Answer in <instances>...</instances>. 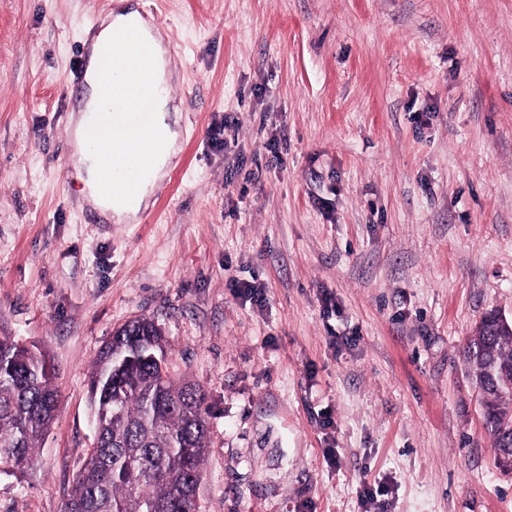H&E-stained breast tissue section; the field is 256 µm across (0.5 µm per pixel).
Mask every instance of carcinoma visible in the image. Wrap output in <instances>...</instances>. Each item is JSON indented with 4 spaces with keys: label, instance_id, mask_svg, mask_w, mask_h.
I'll list each match as a JSON object with an SVG mask.
<instances>
[{
    "label": "carcinoma",
    "instance_id": "1",
    "mask_svg": "<svg viewBox=\"0 0 512 512\" xmlns=\"http://www.w3.org/2000/svg\"><path fill=\"white\" fill-rule=\"evenodd\" d=\"M141 342L152 345L159 362L112 376V349ZM165 354L164 336L147 318L100 351L89 375L93 448L62 512H199L193 495L207 451L206 396L169 376ZM465 358L483 392L495 456L512 459V331L482 318ZM57 403L45 354L0 334V472L33 464Z\"/></svg>",
    "mask_w": 512,
    "mask_h": 512
}]
</instances>
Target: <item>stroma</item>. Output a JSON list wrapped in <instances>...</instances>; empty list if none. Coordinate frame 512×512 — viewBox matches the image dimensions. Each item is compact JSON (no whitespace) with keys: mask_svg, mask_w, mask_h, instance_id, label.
<instances>
[{"mask_svg":"<svg viewBox=\"0 0 512 512\" xmlns=\"http://www.w3.org/2000/svg\"><path fill=\"white\" fill-rule=\"evenodd\" d=\"M115 4L0 0V332L59 395L0 512H61L139 317L207 397L200 512H512L464 355L512 320V0H137L180 152L123 224L80 200L66 99Z\"/></svg>","mask_w":512,"mask_h":512,"instance_id":"obj_1","label":"stroma"}]
</instances>
